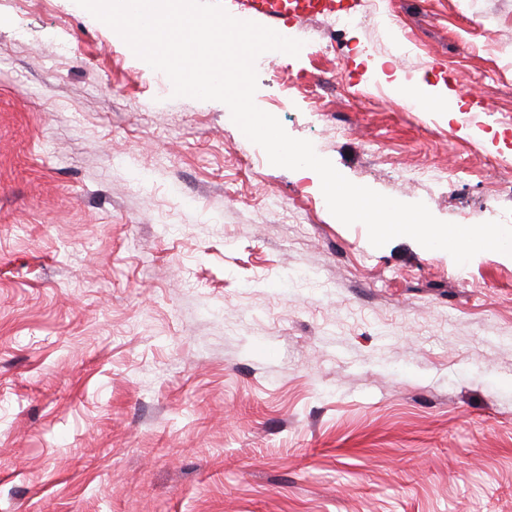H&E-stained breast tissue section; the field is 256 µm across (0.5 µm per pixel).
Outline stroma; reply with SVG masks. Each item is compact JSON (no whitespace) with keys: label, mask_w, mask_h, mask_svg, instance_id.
I'll return each instance as SVG.
<instances>
[{"label":"stroma","mask_w":512,"mask_h":512,"mask_svg":"<svg viewBox=\"0 0 512 512\" xmlns=\"http://www.w3.org/2000/svg\"><path fill=\"white\" fill-rule=\"evenodd\" d=\"M384 4L282 19L321 49L256 105L355 184L512 226V0ZM322 198L74 0H0V512H512V258L376 248ZM380 16L379 3L372 0L369 4V11L362 15H343V14H328L326 15V24L331 29H341L346 27H362L366 24L370 17L378 18ZM390 86L395 99L407 103L409 96H415L423 101L430 112H442L448 116V120H458L460 112H466V102L452 94L442 82L436 86H429L420 81L407 84L396 80ZM424 104L420 103L419 112L426 111Z\"/></svg>","instance_id":"stroma-1"}]
</instances>
